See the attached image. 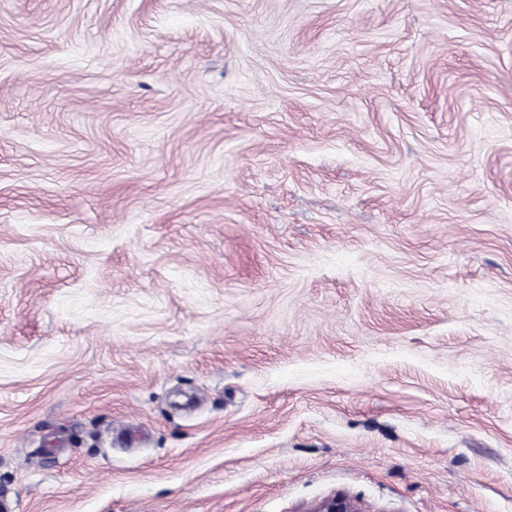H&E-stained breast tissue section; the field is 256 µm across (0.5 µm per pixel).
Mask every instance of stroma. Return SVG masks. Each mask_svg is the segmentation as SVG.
I'll return each instance as SVG.
<instances>
[{
  "label": "stroma",
  "instance_id": "stroma-1",
  "mask_svg": "<svg viewBox=\"0 0 512 512\" xmlns=\"http://www.w3.org/2000/svg\"><path fill=\"white\" fill-rule=\"evenodd\" d=\"M512 512V0H0V498Z\"/></svg>",
  "mask_w": 512,
  "mask_h": 512
}]
</instances>
